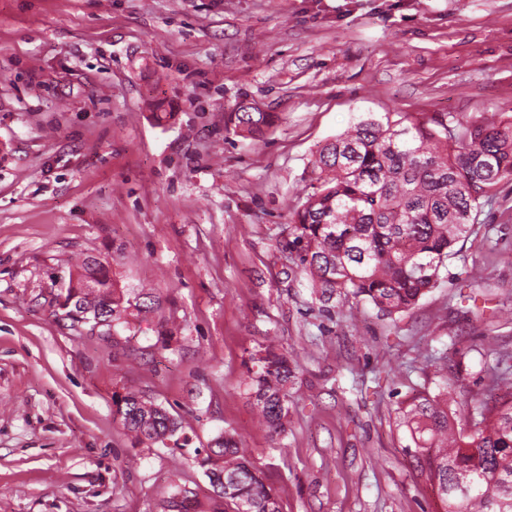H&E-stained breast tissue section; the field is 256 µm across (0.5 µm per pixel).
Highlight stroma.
I'll return each mask as SVG.
<instances>
[{
	"label": "stroma",
	"mask_w": 512,
	"mask_h": 512,
	"mask_svg": "<svg viewBox=\"0 0 512 512\" xmlns=\"http://www.w3.org/2000/svg\"><path fill=\"white\" fill-rule=\"evenodd\" d=\"M246 98L278 116L257 141L226 122ZM387 112L512 115V0H0V512L209 503L196 452L223 430L283 512H438L395 411L446 387L468 425L512 354V183L394 317L323 307L279 249L317 146ZM88 256L159 310L108 339L71 326ZM268 343L296 362L279 436L245 389ZM127 385L185 447L131 446ZM161 508L163 512H205L201 509V504L197 494L190 488L177 487L169 496L162 500Z\"/></svg>",
	"instance_id": "35a3bbf8"
}]
</instances>
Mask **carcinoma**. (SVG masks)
I'll return each mask as SVG.
<instances>
[{
    "mask_svg": "<svg viewBox=\"0 0 512 512\" xmlns=\"http://www.w3.org/2000/svg\"><path fill=\"white\" fill-rule=\"evenodd\" d=\"M276 121L272 112L239 105L228 116L234 132L256 139ZM311 191L292 214L280 242L325 304L339 297L367 302L392 316L412 310L441 280L459 241L477 224L482 201L512 182V115L474 123L448 115L387 112L352 123L327 140L312 160ZM129 300L114 287L107 263L85 258L70 279L62 306L77 324L111 337V323L128 315ZM250 398L271 432L288 418V354L268 345L252 356ZM494 397L473 399L476 429L456 426L448 390L398 404L397 426L413 446L415 469L430 481L440 512H512V372L492 378ZM113 414L133 444L165 443L180 422L140 391L112 398ZM224 430L203 449L199 464L213 488L209 512H282L262 469ZM162 512H202L197 494L179 487Z\"/></svg>",
    "mask_w": 512,
    "mask_h": 512,
    "instance_id": "obj_1",
    "label": "carcinoma"
}]
</instances>
